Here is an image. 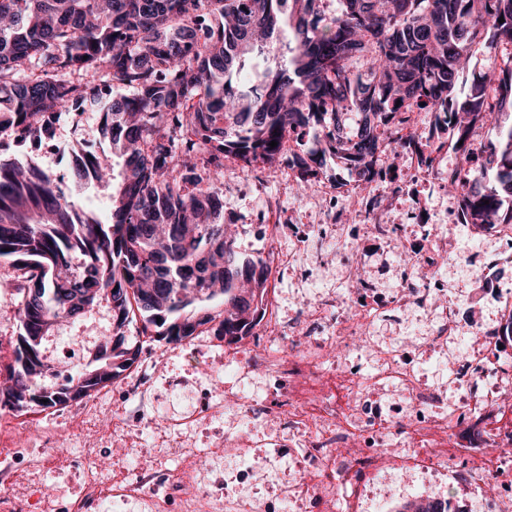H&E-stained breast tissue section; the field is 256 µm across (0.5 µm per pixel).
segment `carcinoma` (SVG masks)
<instances>
[{"label":"carcinoma","instance_id":"carcinoma-1","mask_svg":"<svg viewBox=\"0 0 512 512\" xmlns=\"http://www.w3.org/2000/svg\"><path fill=\"white\" fill-rule=\"evenodd\" d=\"M326 2L0 0V130L47 132L49 110L97 100L99 74L132 90L99 112L124 158L109 223L67 200L44 171L0 158V258L27 273L21 294L40 289L39 302H22L1 405L18 414L45 399L61 407L73 386L87 397L120 379L138 358L126 357L125 335L137 317L175 347L208 324L235 344L263 320L271 267L241 258L224 225L217 180L226 157L283 160L305 182L329 155L368 185L382 132L404 130L396 103H410L451 117L462 162L482 158L476 173L448 178L465 216L512 224V124L478 148L470 140L475 120L512 110V55L495 62L512 44V0H337L331 12ZM480 49L492 69L458 99V77ZM31 66L41 74L18 80ZM353 116L359 126L347 131ZM76 176L107 182L110 169L85 151ZM216 297V315L196 306ZM96 306L112 330L65 385H46L48 338ZM96 370L103 379L86 381ZM402 512L453 508L428 497Z\"/></svg>","mask_w":512,"mask_h":512}]
</instances>
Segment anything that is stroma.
I'll return each mask as SVG.
<instances>
[{"label":"stroma","instance_id":"1","mask_svg":"<svg viewBox=\"0 0 512 512\" xmlns=\"http://www.w3.org/2000/svg\"><path fill=\"white\" fill-rule=\"evenodd\" d=\"M97 85L98 102L72 104L50 116L52 136L23 138L14 130H1L0 156L19 158L50 173L59 169L67 171L63 186L67 199L93 210L104 220L118 179L80 188L70 174L73 163L69 149L73 146L105 156L114 171L123 168L122 158L113 155L111 146L100 135L98 124L101 104L121 95L122 90L106 77L98 78ZM412 132L419 143L439 147L442 172L438 182L418 179L422 164L411 149L401 150L397 157L384 161L378 182L358 188L353 187L348 171L332 159L303 186L298 183L296 170L285 163L247 166L231 157L225 159L224 176L219 184L224 221L234 225L237 250L242 256H260L271 265L265 321L253 329V342L243 344V359L257 351L266 325L272 321L280 326L275 347L290 352L294 336L304 330L301 321L304 309L316 300L335 295L342 286L337 276L342 261L330 258L328 249L315 247L308 254L295 255L294 240L308 225L330 221L361 224L371 217L381 224L405 225V239L418 248L422 241L417 217H424L429 224L448 223L454 195L448 190L446 170L460 164V156L450 143L447 128L435 126L430 112H423ZM339 187L356 198V208L340 214L324 209L325 198ZM363 252L366 260L363 274L376 287L395 286L397 276L388 243L364 240ZM23 279V271L0 258V361L5 363L11 358V340L19 332L18 310L22 300L19 287ZM141 332L142 325L138 322L126 330L129 340L141 345L135 365L120 381L91 395L89 415L94 424L93 433L112 450L113 474H120L125 464L121 452L126 448L135 449L146 462L174 466L176 451L169 448L164 436V420L181 413L193 400L204 398L222 404L224 412L209 421L182 427L181 433L192 447H212L232 432L245 433L253 439L262 434L261 420L240 418L234 395L240 392L250 397H265L269 390L277 388L275 379L258 371L242 375L240 363L225 365L222 356L229 346L211 333H201L184 345L173 347L141 341ZM138 380L148 381L147 396L127 391V384ZM25 418L32 456H41L49 450L57 462L56 470L46 479L47 486L58 496H70L83 481L82 472L69 464L70 457L78 455L84 447L75 425L62 407L51 412H29ZM255 454L261 471L254 482L245 483L241 462L229 457L218 467L219 482L214 492L224 498L245 489L254 498L267 502L271 512H277L279 488L295 472L300 452L298 448L285 446L275 451L259 448ZM423 492L434 498H450L456 512H478L481 506L479 498L457 483L452 474L400 465L380 472L367 482L362 512H376L377 504L388 496L401 506Z\"/></svg>","mask_w":512,"mask_h":512}]
</instances>
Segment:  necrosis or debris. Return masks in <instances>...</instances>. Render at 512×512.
<instances>
[{
    "label": "necrosis or debris",
    "mask_w": 512,
    "mask_h": 512,
    "mask_svg": "<svg viewBox=\"0 0 512 512\" xmlns=\"http://www.w3.org/2000/svg\"><path fill=\"white\" fill-rule=\"evenodd\" d=\"M359 234L394 243L401 265L400 287L380 290L360 276V263L348 261L345 276L356 290L355 297L321 302L310 311L318 320L335 310V336H298L296 354L263 351L249 363L271 377L310 380L333 371L360 343L379 362L367 376L344 373L351 395L343 403L325 394L302 400L292 390L278 393L261 447H279L286 433L301 437L300 465L280 489L281 512H358L366 480L397 464L394 451L410 438L421 449L413 459L415 465L426 470L448 467L485 498L489 512H512V461L502 454L512 447V427L487 432L482 456L470 448L460 447L451 454L443 447L458 428L481 425L495 414L512 411V343L504 340L499 328L512 318V287L498 288L491 299L498 324L472 329L460 349L453 341L458 300L441 273L442 268L459 264V255L447 244L460 237L472 243L481 269L512 263V225L469 224L457 207L450 223L423 225L426 246L417 251L407 245L399 224H361L353 232L346 225L331 224L324 232L328 242L348 248ZM414 309L436 316L437 328L403 342L371 340L369 327L374 321L398 323ZM436 349L448 356L444 386L429 384L414 367L416 357ZM378 394L389 397L396 415L374 410L371 401ZM226 455L249 462L243 436L226 435L223 445L206 450L183 449L181 462L171 469L148 468L136 455H128L127 470L116 484L101 465L103 449L97 448L77 457L84 483L77 494L57 501L55 512H108L116 499L137 501L144 512H168L172 497L183 501L185 512H260L253 497L222 501L213 496L204 466ZM0 458L18 465L24 480L20 487H0V512H45L47 496H32L29 489L52 469V462L28 461L20 444L0 448Z\"/></svg>",
    "instance_id": "4bbe7bcc"
}]
</instances>
